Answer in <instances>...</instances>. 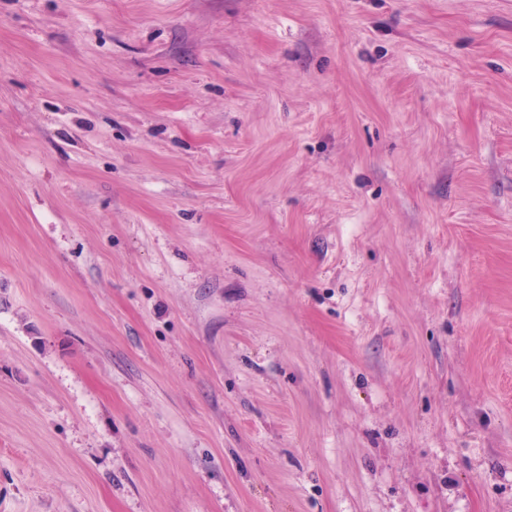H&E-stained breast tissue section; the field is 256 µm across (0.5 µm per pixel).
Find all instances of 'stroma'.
<instances>
[{
	"instance_id": "obj_1",
	"label": "stroma",
	"mask_w": 512,
	"mask_h": 512,
	"mask_svg": "<svg viewBox=\"0 0 512 512\" xmlns=\"http://www.w3.org/2000/svg\"><path fill=\"white\" fill-rule=\"evenodd\" d=\"M0 512H512V0H0Z\"/></svg>"
}]
</instances>
